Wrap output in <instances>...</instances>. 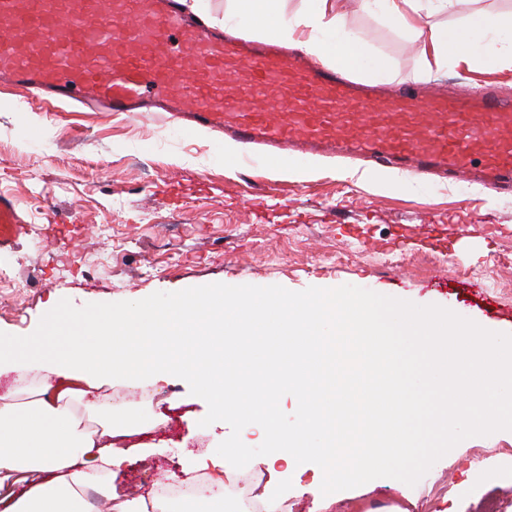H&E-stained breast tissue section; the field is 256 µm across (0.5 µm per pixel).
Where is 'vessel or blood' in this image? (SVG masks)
<instances>
[{"mask_svg": "<svg viewBox=\"0 0 512 512\" xmlns=\"http://www.w3.org/2000/svg\"><path fill=\"white\" fill-rule=\"evenodd\" d=\"M0 30V83L33 99L137 117L161 105L181 132L224 134L246 158L343 154L451 182L477 170L483 187H512V98L492 84L466 94L421 82L377 90L353 68L225 37L181 0H0ZM28 228L0 193V247Z\"/></svg>", "mask_w": 512, "mask_h": 512, "instance_id": "obj_1", "label": "vessel or blood"}]
</instances>
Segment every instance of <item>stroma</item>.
I'll return each instance as SVG.
<instances>
[{"mask_svg": "<svg viewBox=\"0 0 512 512\" xmlns=\"http://www.w3.org/2000/svg\"><path fill=\"white\" fill-rule=\"evenodd\" d=\"M479 11L512 12V0H450L429 25L454 28ZM350 25L369 52L358 67L372 83L407 80L469 89L488 80L512 94V71L448 65L426 73L411 37L351 6ZM28 127L29 138L18 137ZM397 174L364 177L358 162L284 156L250 164L225 161L211 136L175 133L171 123L141 122L122 113L58 112L0 89V191L11 194L30 225L0 249V333L41 336L63 347L69 321L43 335L45 322L65 312H95L138 301L166 303L195 288L275 289L295 296L326 290L364 299L374 295L420 312L443 311L476 331L512 343V191L444 186L415 177L401 188ZM436 224L432 240L417 230ZM394 378L402 402L416 405L408 452L393 464L331 486L347 512H485L497 499L512 512V427L493 416L512 395V365L476 401L425 382L422 358L397 343ZM112 392L163 425L138 435L153 445L148 461L128 464L117 483L130 497L161 483L183 482L190 462L248 447L240 474L265 484L262 461L271 449L249 423L218 413L193 374L161 382L112 381ZM470 421L460 426L458 414ZM497 472L496 483L469 479L474 458ZM316 458L280 486L284 512H316L307 487L321 480Z\"/></svg>", "mask_w": 512, "mask_h": 512, "instance_id": "35a3bbf8", "label": "stroma"}]
</instances>
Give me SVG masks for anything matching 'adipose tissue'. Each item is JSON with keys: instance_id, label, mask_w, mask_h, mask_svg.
Segmentation results:
<instances>
[{"instance_id": "adipose-tissue-1", "label": "adipose tissue", "mask_w": 512, "mask_h": 512, "mask_svg": "<svg viewBox=\"0 0 512 512\" xmlns=\"http://www.w3.org/2000/svg\"><path fill=\"white\" fill-rule=\"evenodd\" d=\"M233 2L256 28L319 58L356 66L365 55L367 43L347 26L340 0H306L287 24L279 17V0ZM359 6L422 38L426 70L443 69L452 60L466 63L476 55L487 68L512 69V14L477 13L459 27L427 33L424 13L447 9L448 0H360ZM327 320L355 349L356 376L344 381L354 401L306 406L299 425L276 436V448L264 461V512H281L282 478L310 455H317L325 476L311 487L318 500L326 485L405 455L403 424L415 407L399 404L398 390L388 381L398 363L393 338L417 345L429 378L450 381L465 400L512 362V352L467 323L411 314L382 299H339L327 292L299 298L272 289L212 288L162 305L139 302L77 316L79 337L40 353L36 361L58 377V385L24 386L0 396V512H90L84 497L90 487L112 501L114 512H170L163 498L118 493L114 481L124 463L152 450L127 444L138 431V417L128 410L114 412L101 402L100 389L117 376L133 382L145 374L189 371L219 410L248 421L264 436L272 421V375L289 372L303 399L334 385L333 344L318 333ZM217 335L224 338L219 365L208 342ZM313 431L326 439L314 451L309 448Z\"/></svg>"}]
</instances>
